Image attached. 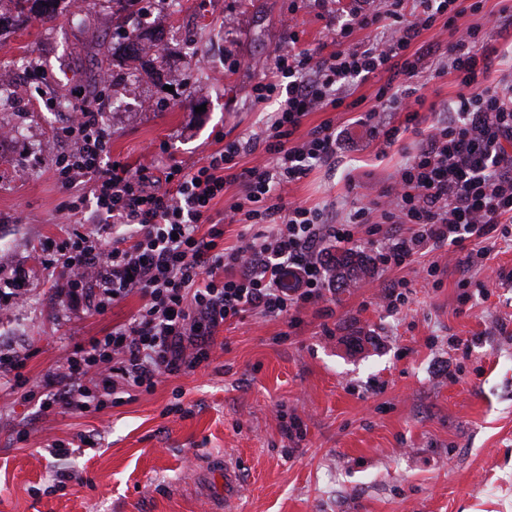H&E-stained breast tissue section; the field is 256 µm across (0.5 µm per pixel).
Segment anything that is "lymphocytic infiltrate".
<instances>
[{"instance_id": "f902f5d3", "label": "lymphocytic infiltrate", "mask_w": 512, "mask_h": 512, "mask_svg": "<svg viewBox=\"0 0 512 512\" xmlns=\"http://www.w3.org/2000/svg\"><path fill=\"white\" fill-rule=\"evenodd\" d=\"M463 10L459 0H383L357 24L343 25L329 54L294 44L277 52L252 89L255 103L278 102L264 129L247 143L228 142L199 165L175 162L163 172H130L112 158L98 103L73 99L75 119L64 129L73 146L56 159L59 180L80 190L67 210L90 213L99 224L133 227L134 233L105 245L75 230L47 249L40 263L46 269L63 263L67 292L95 313L133 292L142 305L127 323L68 356L63 370L47 379L43 406L99 409L114 403L119 387L153 390L162 377L208 363L212 338L227 321L251 312L293 318L319 304L327 286V243L353 244L362 233L376 237L374 265L388 277L380 299L390 308L407 302L408 282L398 272L422 249L460 248L470 241L471 258L484 259L493 233L512 224V79L479 87L489 56L480 27L456 29ZM439 20L454 38L445 68L456 73L459 91L393 185L342 219L284 202L280 187L334 164L339 139L332 121L303 140L294 134L308 113L341 108L346 88L389 74L360 123L388 145L418 128L422 97L413 79L423 58L408 49ZM358 26L389 36L350 44ZM397 77L402 83L396 87ZM390 112L404 113L403 125L387 120ZM259 146L269 163L238 168L243 148ZM230 183L239 184L241 193L215 221L214 202ZM233 223L270 230L240 234L237 245L228 247L224 227Z\"/></svg>"}]
</instances>
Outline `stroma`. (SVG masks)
<instances>
[{
    "mask_svg": "<svg viewBox=\"0 0 512 512\" xmlns=\"http://www.w3.org/2000/svg\"><path fill=\"white\" fill-rule=\"evenodd\" d=\"M54 21L33 20L5 34L0 71L28 61L14 83L23 104L0 112L14 138L0 142V277L29 264L35 247L63 237V220L103 244L131 227L66 215L74 192L52 161L70 148L61 134V97L98 98L112 157L138 170L169 160L202 163L223 141L249 137L274 104H254L257 65L298 41L318 50L340 26L374 10V0H155L145 29L162 35L159 73L113 64L119 38L107 0H85ZM458 17L479 25L493 52L481 78L495 86L512 72V25L485 24L498 10ZM190 34L199 58L182 39ZM449 36L424 31L415 46L436 45L422 73L428 116L458 92L454 75L435 76ZM54 101L44 106L38 93ZM358 112L308 114V133L333 118L344 134L341 158L284 189L286 201L346 215L386 188L419 142L404 133L391 147L357 124ZM361 176L360 193L348 190ZM489 256L465 265V250L428 251L407 270L410 293L392 310L379 302L385 282L365 272L331 287L298 325L255 314L220 328L208 365L163 378L151 392L71 413L44 409L48 375L90 339L126 323L141 305L128 295L105 314L69 307L58 278L36 279L27 301L0 316V347L18 352L25 385L0 370V512H512V234L495 236ZM299 422L302 436L287 426ZM86 446L60 459L76 436ZM237 469L241 492L228 501L220 472ZM67 480H60V473Z\"/></svg>",
    "mask_w": 512,
    "mask_h": 512,
    "instance_id": "1",
    "label": "stroma"
}]
</instances>
